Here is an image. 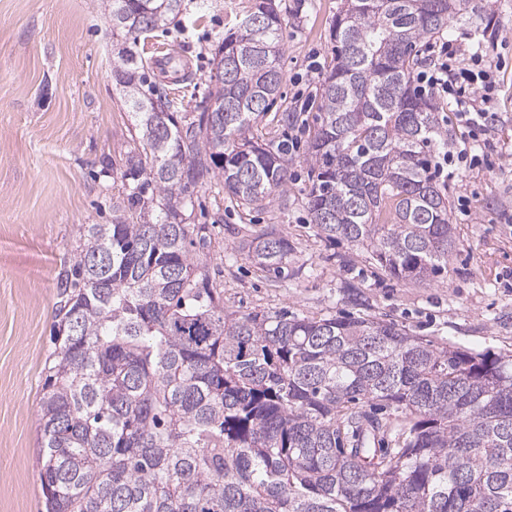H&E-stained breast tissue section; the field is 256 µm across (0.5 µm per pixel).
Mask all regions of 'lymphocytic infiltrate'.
<instances>
[{
  "mask_svg": "<svg viewBox=\"0 0 512 512\" xmlns=\"http://www.w3.org/2000/svg\"><path fill=\"white\" fill-rule=\"evenodd\" d=\"M499 69L498 62L468 52L457 41L444 40L436 47L432 66L419 72L420 90L446 99L458 126L467 131L466 138L449 143L435 167L438 177L452 181L468 167L487 163L494 145L485 137V123Z\"/></svg>",
  "mask_w": 512,
  "mask_h": 512,
  "instance_id": "obj_1",
  "label": "lymphocytic infiltrate"
}]
</instances>
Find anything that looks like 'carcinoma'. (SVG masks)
Here are the masks:
<instances>
[{
    "mask_svg": "<svg viewBox=\"0 0 512 512\" xmlns=\"http://www.w3.org/2000/svg\"><path fill=\"white\" fill-rule=\"evenodd\" d=\"M182 0H112L131 45L113 73L136 139L112 223L85 224L61 275L59 352L45 365V512H512V355L470 352L393 322L231 310L194 252L196 188L253 210L291 179L254 133L285 74L276 0H255L214 52L205 106L180 120L140 91L137 42ZM496 25L484 0H343L305 161L316 232L390 276L436 280L457 250L432 172L448 145L415 92L423 44ZM281 274L274 226L238 246Z\"/></svg>",
    "mask_w": 512,
    "mask_h": 512,
    "instance_id": "carcinoma-1",
    "label": "carcinoma"
}]
</instances>
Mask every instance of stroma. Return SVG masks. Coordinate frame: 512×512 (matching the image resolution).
I'll use <instances>...</instances> for the list:
<instances>
[{
    "instance_id": "1",
    "label": "stroma",
    "mask_w": 512,
    "mask_h": 512,
    "mask_svg": "<svg viewBox=\"0 0 512 512\" xmlns=\"http://www.w3.org/2000/svg\"><path fill=\"white\" fill-rule=\"evenodd\" d=\"M283 13L281 95L258 122L275 141H306L321 80L313 65L333 57L332 24L342 0H276ZM499 31L481 53L504 65L491 135L493 168H476L447 187L459 246L436 281H398L346 242L316 233L306 205L304 149L293 152L294 178L263 209L217 205L208 189L194 196L191 221L210 227L208 274L234 310L285 309L313 317L365 316L410 334L475 352L512 351V0H489ZM253 0H183L140 53L151 67L145 94L174 100L192 116L211 90L214 50L235 32ZM120 39L104 0H0V512H44L40 484L39 403L52 339L59 273L73 260L84 224L112 221L135 130L112 67ZM179 57L184 78L153 61ZM298 109L282 126L279 112ZM276 225L292 246L298 277L268 280L235 247L255 228Z\"/></svg>"
}]
</instances>
